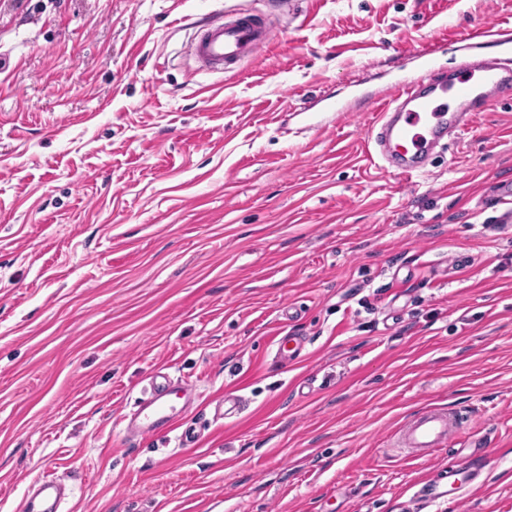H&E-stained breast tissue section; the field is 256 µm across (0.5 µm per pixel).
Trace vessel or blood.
I'll return each instance as SVG.
<instances>
[{
  "label": "vessel or blood",
  "mask_w": 512,
  "mask_h": 512,
  "mask_svg": "<svg viewBox=\"0 0 512 512\" xmlns=\"http://www.w3.org/2000/svg\"><path fill=\"white\" fill-rule=\"evenodd\" d=\"M274 37L271 28L244 17L212 26L198 39L194 54L210 72H221L256 57ZM512 99V62L492 57L481 62L460 58L454 69L442 72L425 67L421 78L394 83L373 106L376 119L369 130L368 146L384 173L409 178L423 172L431 148L458 137L475 124L492 101ZM187 382L173 383L168 372L156 368L146 398L136 402L124 417L127 437L143 439L179 432L182 445L195 444L197 436L186 427L175 405ZM461 415L450 407H426L409 415L395 434L397 448L413 457L442 451L451 435L460 431ZM448 485L425 484L422 497L435 500L455 496V476L461 465L448 469ZM67 494L52 474H41L19 501L16 512H59Z\"/></svg>",
  "instance_id": "vessel-or-blood-1"
}]
</instances>
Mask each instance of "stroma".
Segmentation results:
<instances>
[{"mask_svg":"<svg viewBox=\"0 0 512 512\" xmlns=\"http://www.w3.org/2000/svg\"><path fill=\"white\" fill-rule=\"evenodd\" d=\"M245 16L273 44L201 69ZM488 24L512 56V0H0V512L46 471L63 512H512V100L426 174L365 153L372 101ZM158 366L195 447L124 433ZM428 405L481 491L420 497L447 451L393 435ZM273 38L271 28L238 18L208 29L195 43L194 54L205 70L221 72L256 57Z\"/></svg>","mask_w":512,"mask_h":512,"instance_id":"35a3bbf8","label":"stroma"}]
</instances>
